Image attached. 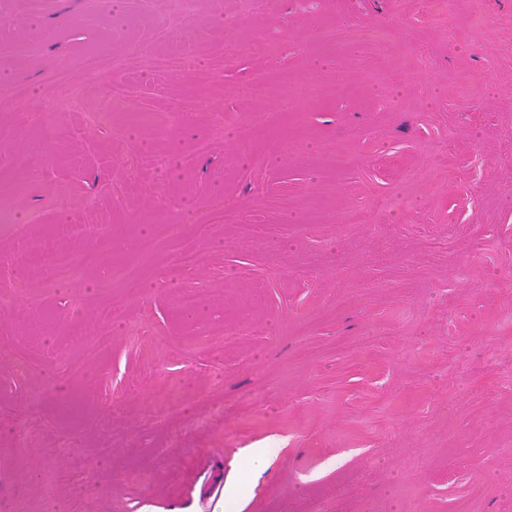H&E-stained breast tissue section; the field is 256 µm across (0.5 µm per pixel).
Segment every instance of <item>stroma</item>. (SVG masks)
<instances>
[{
    "label": "stroma",
    "instance_id": "obj_1",
    "mask_svg": "<svg viewBox=\"0 0 512 512\" xmlns=\"http://www.w3.org/2000/svg\"><path fill=\"white\" fill-rule=\"evenodd\" d=\"M0 212V512H512V0H0ZM152 67L157 73L165 76H176L182 73L188 65V58L179 53L156 57L151 60ZM129 105L128 86L123 83H117L112 89V94L105 98L100 106V111L96 114V120L101 124H108L112 121L114 112H124ZM178 234V226L175 224H160L156 226V231L150 237L143 238L141 249L146 254H151L157 250L160 245ZM77 273V266L73 259L65 253H58L50 265V281L61 283L70 281Z\"/></svg>",
    "mask_w": 512,
    "mask_h": 512
}]
</instances>
